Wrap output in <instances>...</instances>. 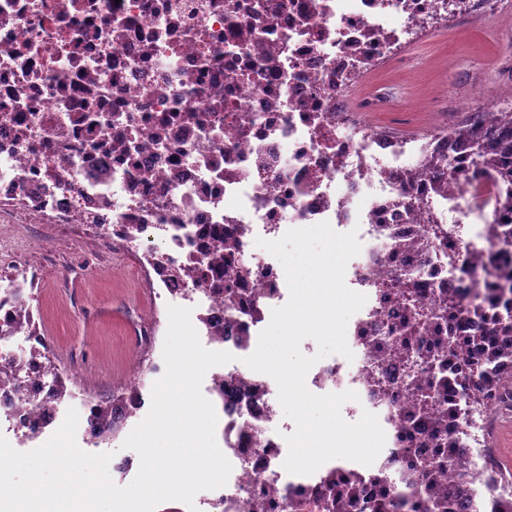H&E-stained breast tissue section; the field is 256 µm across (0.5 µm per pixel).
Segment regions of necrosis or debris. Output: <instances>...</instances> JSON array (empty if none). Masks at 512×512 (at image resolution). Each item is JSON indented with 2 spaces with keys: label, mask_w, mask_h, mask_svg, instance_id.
<instances>
[{
  "label": "necrosis or debris",
  "mask_w": 512,
  "mask_h": 512,
  "mask_svg": "<svg viewBox=\"0 0 512 512\" xmlns=\"http://www.w3.org/2000/svg\"><path fill=\"white\" fill-rule=\"evenodd\" d=\"M504 0H0V217L91 224L104 245L164 251L141 278L189 307L204 337L223 329L232 356L212 370L226 484L198 492V512H500L512 496L494 449L492 386L512 368V340L494 316L484 271L512 274L508 190L440 123L407 136L372 126L375 99L353 103L374 65L402 58L428 32L475 19L494 28ZM466 172L464 191L434 160ZM328 223L355 232L347 287L366 297L347 324L350 356L331 353L306 375L318 395L355 392L340 413L378 418L385 444L372 465L335 458L292 474L294 429L276 381L250 369L273 309L288 301L280 261L259 240ZM231 258L207 282L192 268L216 234ZM233 289L228 302L223 288ZM484 350L449 361L448 349ZM45 382L0 388V424L44 437L57 409ZM223 510H216V503Z\"/></svg>",
  "instance_id": "obj_1"
}]
</instances>
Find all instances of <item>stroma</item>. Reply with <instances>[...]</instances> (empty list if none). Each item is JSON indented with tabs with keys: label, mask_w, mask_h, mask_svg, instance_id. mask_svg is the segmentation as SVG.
I'll return each mask as SVG.
<instances>
[{
	"label": "stroma",
	"mask_w": 512,
	"mask_h": 512,
	"mask_svg": "<svg viewBox=\"0 0 512 512\" xmlns=\"http://www.w3.org/2000/svg\"><path fill=\"white\" fill-rule=\"evenodd\" d=\"M384 97L389 110L370 116L374 125L409 135L428 133L442 100L465 98L473 112L490 101L512 98V24L487 40L477 22L439 32L411 48L403 63L372 69L356 100ZM26 253L38 280L26 297L36 331L68 391L92 400L132 397L134 357L146 356L144 401L160 379L162 348H151L141 330L153 293L136 275V255L107 251L82 225L50 229L46 224L0 221V275L12 272V254Z\"/></svg>",
	"instance_id": "35a3bbf8"
}]
</instances>
